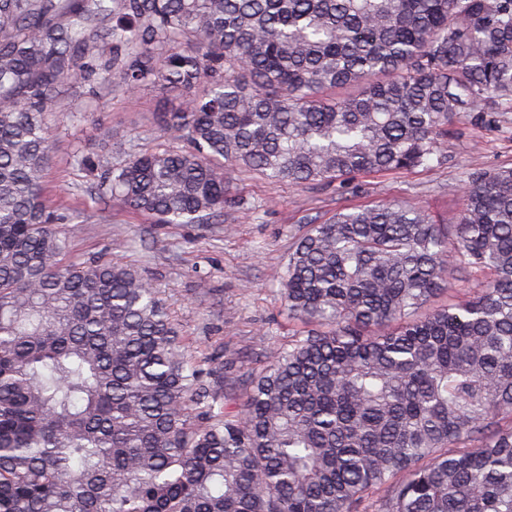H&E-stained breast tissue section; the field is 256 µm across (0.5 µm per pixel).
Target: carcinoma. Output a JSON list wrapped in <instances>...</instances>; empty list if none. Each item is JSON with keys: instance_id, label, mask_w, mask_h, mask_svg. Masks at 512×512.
Segmentation results:
<instances>
[{"instance_id": "obj_1", "label": "carcinoma", "mask_w": 512, "mask_h": 512, "mask_svg": "<svg viewBox=\"0 0 512 512\" xmlns=\"http://www.w3.org/2000/svg\"><path fill=\"white\" fill-rule=\"evenodd\" d=\"M176 108L90 191L222 224L226 170L426 166L512 103V0H0V512H512V167L455 224L399 202L311 224L288 342L224 396L134 266L71 255L46 192L70 89ZM480 281V288L448 287Z\"/></svg>"}]
</instances>
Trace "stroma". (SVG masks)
<instances>
[{"label":"stroma","mask_w":512,"mask_h":512,"mask_svg":"<svg viewBox=\"0 0 512 512\" xmlns=\"http://www.w3.org/2000/svg\"><path fill=\"white\" fill-rule=\"evenodd\" d=\"M167 104L155 90L137 96L116 91L88 101L80 118L56 129L46 185L57 205L76 210L77 221L67 227L76 256H109L138 267L169 299L173 320L199 360L236 353L237 366L224 372L228 395L237 393L266 351L288 340L280 296L284 261L309 225L344 207L388 201L418 204L453 224L462 207L458 188L473 168L512 166V105L503 103L495 106L493 123L454 120L437 159L426 167L360 175L343 185L272 183L231 172L232 202L220 224H157L83 195L91 178L74 163L78 143L92 142L104 159L129 158L159 136L154 114Z\"/></svg>","instance_id":"stroma-1"}]
</instances>
